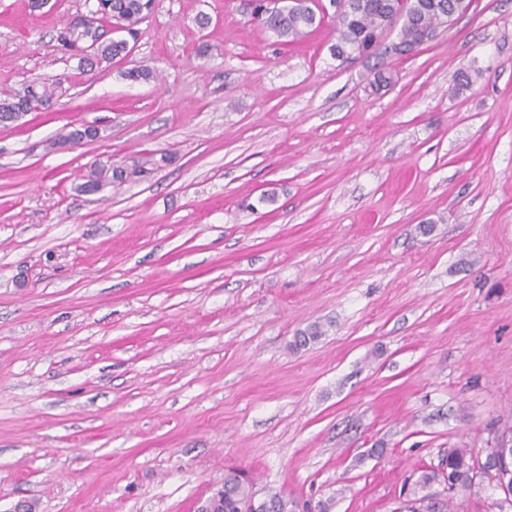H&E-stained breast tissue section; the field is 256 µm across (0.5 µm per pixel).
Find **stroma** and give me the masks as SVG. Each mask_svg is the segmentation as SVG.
<instances>
[{"mask_svg": "<svg viewBox=\"0 0 512 512\" xmlns=\"http://www.w3.org/2000/svg\"><path fill=\"white\" fill-rule=\"evenodd\" d=\"M30 2L0 0V93L55 95L0 123V512H197L231 469L394 512L449 449L485 460L512 429V0L380 88L332 57L330 0L292 44L249 0H155L109 63L57 47L90 0ZM98 159L127 178L88 194Z\"/></svg>", "mask_w": 512, "mask_h": 512, "instance_id": "obj_1", "label": "stroma"}]
</instances>
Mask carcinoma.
<instances>
[{
  "mask_svg": "<svg viewBox=\"0 0 512 512\" xmlns=\"http://www.w3.org/2000/svg\"><path fill=\"white\" fill-rule=\"evenodd\" d=\"M109 12L103 19L116 24L134 34L133 26L145 19L153 10L154 0H108ZM278 0H257L251 17L263 31L272 34L278 40L293 42L308 33V29L321 23L308 0H287L280 8L273 7ZM348 9L335 14L336 43L331 46V55L345 65L360 58H387L382 46L384 28L390 22L399 25L396 44L392 54L409 56L418 47L426 43L438 28L441 19L454 10L456 0H347ZM58 39L64 50L92 47L103 59L124 58L128 55V42L124 39L108 43L100 37L79 27L72 21L62 28ZM53 91L45 87L38 92L27 88V93H7L0 97V122H8L19 117L22 112H31L47 104ZM124 171L105 163L95 162L90 166L84 191L97 192L106 184L122 183ZM476 461L468 449L451 448L448 450L445 467L439 470L425 471L415 482V486L424 488L432 482H444L448 492L457 489L470 490L476 486ZM484 465L498 474L495 488L504 487L512 491V437H502L497 448L493 449ZM212 512H290L288 501L278 494L262 500L255 498L249 481L228 474L224 478V487L214 491L208 498ZM403 512H454L453 497L439 500L428 495L412 496L405 500Z\"/></svg>",
  "mask_w": 512,
  "mask_h": 512,
  "instance_id": "cac0c4a2",
  "label": "carcinoma"
}]
</instances>
